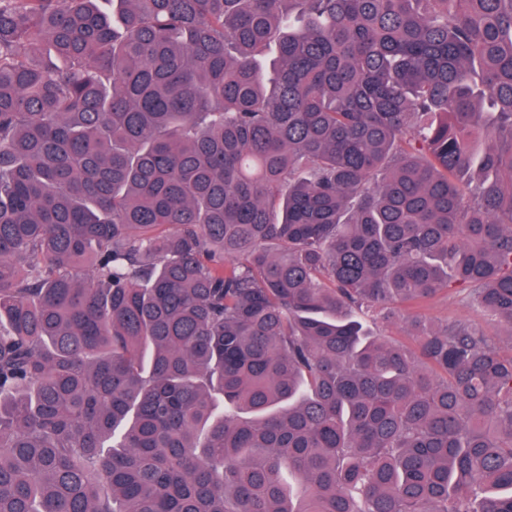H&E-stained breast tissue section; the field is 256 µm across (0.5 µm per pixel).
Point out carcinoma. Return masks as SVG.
<instances>
[{
  "instance_id": "carcinoma-1",
  "label": "carcinoma",
  "mask_w": 512,
  "mask_h": 512,
  "mask_svg": "<svg viewBox=\"0 0 512 512\" xmlns=\"http://www.w3.org/2000/svg\"><path fill=\"white\" fill-rule=\"evenodd\" d=\"M512 0H0V512H512ZM415 317H421L434 325H442L451 320L467 321L480 328L487 336L493 337L502 346L510 345V328L507 323L477 312L471 305L467 293L456 288L441 292L423 308L413 309L398 305L389 321L368 318L367 324L373 332L389 336L399 343L412 347L411 322Z\"/></svg>"
}]
</instances>
